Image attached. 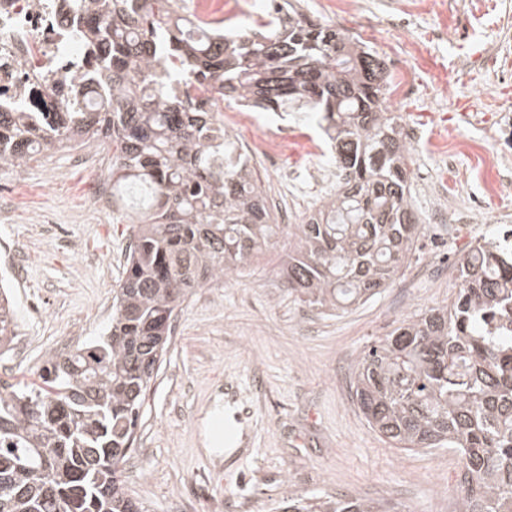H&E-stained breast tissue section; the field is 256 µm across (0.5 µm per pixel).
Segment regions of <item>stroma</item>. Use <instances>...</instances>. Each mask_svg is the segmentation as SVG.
Wrapping results in <instances>:
<instances>
[{
	"mask_svg": "<svg viewBox=\"0 0 512 512\" xmlns=\"http://www.w3.org/2000/svg\"><path fill=\"white\" fill-rule=\"evenodd\" d=\"M308 18L358 35L386 63L408 55L415 87L389 106L403 117L411 145V196L423 226L408 265L380 294L344 310L302 301L279 274V249L259 255L220 287L197 288L174 322L165 360L142 407L126 465L132 496L146 512H277L282 497L339 494L388 502L400 512H451L463 460L451 449L389 447L365 422L350 389L353 366L375 341L413 314L449 305L457 262L478 240L497 239L495 215L512 203L487 195L498 172L461 153L441 160L438 142L454 136L490 149L485 133L500 108L512 107V57L496 54L512 38V0H293ZM293 137L281 165L296 174L281 189L275 170H260L266 195L281 198L275 217L304 223L334 190L314 179L335 160L314 119L285 118ZM100 169L74 166L51 150L0 185V280L18 323L0 356V383L37 381L57 342L80 346L106 332L123 277L130 224L95 192ZM237 381L248 408L237 467L210 436L225 415V382Z\"/></svg>",
	"mask_w": 512,
	"mask_h": 512,
	"instance_id": "obj_1",
	"label": "stroma"
}]
</instances>
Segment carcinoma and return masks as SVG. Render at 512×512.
I'll return each mask as SVG.
<instances>
[{"label": "carcinoma", "mask_w": 512, "mask_h": 512, "mask_svg": "<svg viewBox=\"0 0 512 512\" xmlns=\"http://www.w3.org/2000/svg\"><path fill=\"white\" fill-rule=\"evenodd\" d=\"M86 15V108L0 112V167L68 142L112 151V207L135 243L108 336L48 357L32 387L0 390V512H145L126 489L147 387L198 278L278 245L289 290L341 308L386 287L422 232L410 144L388 110L379 54L273 0L265 32L212 31L178 0H72ZM318 113L339 182L303 224L276 223L252 158L215 111ZM453 302L400 322L354 367L353 401L393 448H451L464 462L455 512H512V256L477 243ZM0 292V350L15 337ZM282 512H388L372 500L286 496Z\"/></svg>", "instance_id": "1"}]
</instances>
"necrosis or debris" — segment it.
I'll use <instances>...</instances> for the list:
<instances>
[{
	"instance_id": "4bbe7bcc",
	"label": "necrosis or debris",
	"mask_w": 512,
	"mask_h": 512,
	"mask_svg": "<svg viewBox=\"0 0 512 512\" xmlns=\"http://www.w3.org/2000/svg\"><path fill=\"white\" fill-rule=\"evenodd\" d=\"M84 25L69 0H0V110L65 111L89 67Z\"/></svg>"
}]
</instances>
